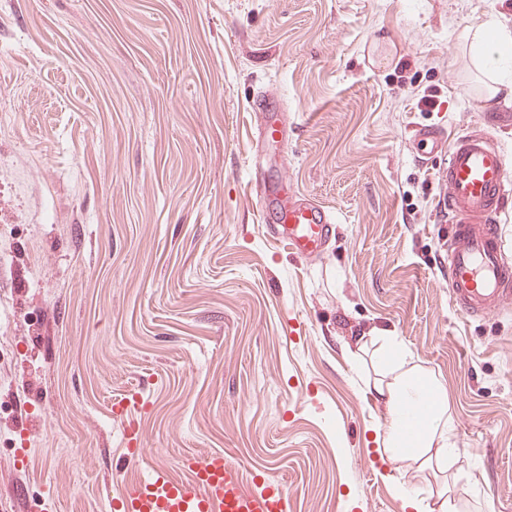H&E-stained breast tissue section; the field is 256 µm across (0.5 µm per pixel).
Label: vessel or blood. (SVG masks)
Returning <instances> with one entry per match:
<instances>
[{
    "label": "vessel or blood",
    "mask_w": 512,
    "mask_h": 512,
    "mask_svg": "<svg viewBox=\"0 0 512 512\" xmlns=\"http://www.w3.org/2000/svg\"><path fill=\"white\" fill-rule=\"evenodd\" d=\"M265 115L263 135H285L280 103L258 100ZM486 128L446 143L432 127L416 128L414 146L421 157L447 152L441 168L448 211V287L457 310L476 317L512 300V245L502 237L499 224L512 209V157L496 142L493 128L512 125L511 112L485 118ZM257 200L273 238L298 259L321 253L335 236V218L325 207L296 192L281 174H268ZM191 472L186 481L171 479L157 470L146 480L123 486L108 497V512H287L286 489L270 482L262 490L247 489L241 473L223 455L183 462Z\"/></svg>",
    "instance_id": "1"
}]
</instances>
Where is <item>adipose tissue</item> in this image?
Segmentation results:
<instances>
[{
    "mask_svg": "<svg viewBox=\"0 0 512 512\" xmlns=\"http://www.w3.org/2000/svg\"><path fill=\"white\" fill-rule=\"evenodd\" d=\"M484 68L512 62V31L486 24L464 32ZM372 374L365 379L369 393L387 405L381 434L376 437L383 462L407 471H447L459 451L450 441L451 420L443 385L435 374L416 363L393 337L368 336Z\"/></svg>",
    "mask_w": 512,
    "mask_h": 512,
    "instance_id": "obj_1",
    "label": "adipose tissue"
}]
</instances>
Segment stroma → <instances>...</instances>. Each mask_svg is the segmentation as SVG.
Listing matches in <instances>:
<instances>
[{"label":"stroma","mask_w":512,"mask_h":512,"mask_svg":"<svg viewBox=\"0 0 512 512\" xmlns=\"http://www.w3.org/2000/svg\"><path fill=\"white\" fill-rule=\"evenodd\" d=\"M490 19L512 29V0H0V512H104L212 453L282 481L288 512H409L406 479L512 512V301L458 315L448 155L418 162L409 136L512 113L459 38ZM256 149L335 215L322 254L268 235ZM380 334L443 383L447 474L375 457L358 339ZM257 102L260 112L266 117L262 135L272 142H278L276 137L280 135L286 142V124L280 103L271 97H261Z\"/></svg>","instance_id":"35a3bbf8"}]
</instances>
